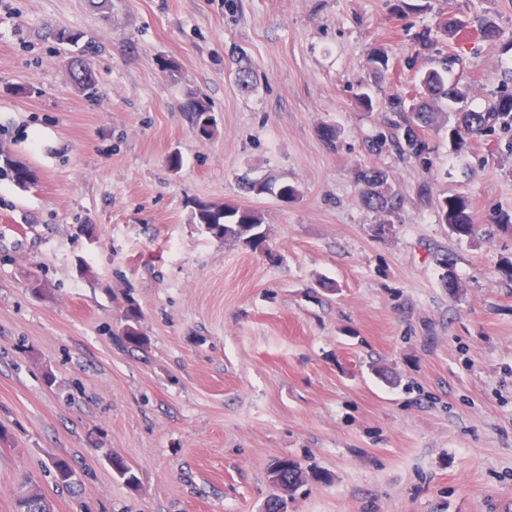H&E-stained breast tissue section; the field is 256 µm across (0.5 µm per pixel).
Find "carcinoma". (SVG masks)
Listing matches in <instances>:
<instances>
[{"label":"carcinoma","mask_w":512,"mask_h":512,"mask_svg":"<svg viewBox=\"0 0 512 512\" xmlns=\"http://www.w3.org/2000/svg\"><path fill=\"white\" fill-rule=\"evenodd\" d=\"M448 61L441 68L427 71L420 80V89L411 102L395 98L388 104L385 116V130L369 145V150L377 152L386 145L394 146L402 155L418 159L428 153L429 145L422 136L425 130L444 129L448 133V143L455 151L462 150L467 140L487 136L496 128L512 125V91H503L482 110L472 107L463 110L462 103L469 102L468 86L459 82H448ZM181 111L188 113L193 128H198L205 116L211 113V107L201 94L187 92L181 105ZM6 171L13 182L27 187L34 182V173L22 162L4 149H0V171ZM365 190L360 197L364 209L393 215L403 205V196L388 186L387 176L374 166H366L357 172ZM241 188L248 194L263 195L273 191L272 183L267 180L244 177ZM443 223L450 232L459 238H472L479 231L470 201L460 195L447 196L437 200ZM191 223L199 224L226 241L242 243L256 251L268 245L269 230L262 214L252 208L211 201L197 200ZM124 335L128 345L141 348L146 339L139 328L138 310L130 305L125 313ZM53 475L59 484L72 483L75 472L70 463L62 458L52 462ZM271 483L281 491L272 498L267 512H281L284 497L304 482L306 473L292 459L277 460L270 470ZM15 512H51L49 502L36 487L21 492L15 499Z\"/></svg>","instance_id":"obj_1"}]
</instances>
